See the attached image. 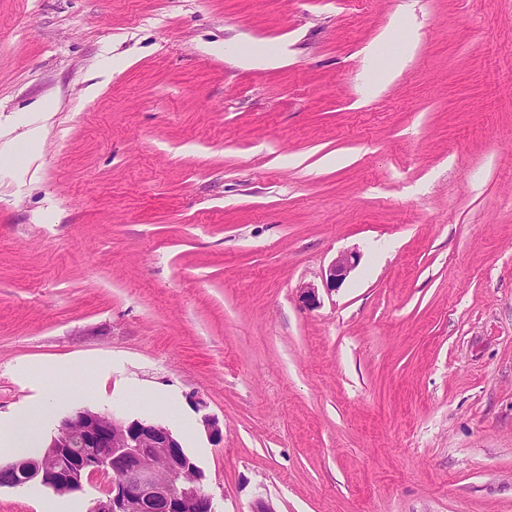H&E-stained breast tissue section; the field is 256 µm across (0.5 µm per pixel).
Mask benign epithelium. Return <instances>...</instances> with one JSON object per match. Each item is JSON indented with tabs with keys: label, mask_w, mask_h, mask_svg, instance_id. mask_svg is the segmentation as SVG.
<instances>
[{
	"label": "benign epithelium",
	"mask_w": 512,
	"mask_h": 512,
	"mask_svg": "<svg viewBox=\"0 0 512 512\" xmlns=\"http://www.w3.org/2000/svg\"><path fill=\"white\" fill-rule=\"evenodd\" d=\"M357 264L353 252L337 255L322 273L324 289L336 290ZM0 475L4 486L37 480L58 494L107 477L91 512H218L200 469L168 427L87 408L61 418L33 463H0Z\"/></svg>",
	"instance_id": "obj_1"
}]
</instances>
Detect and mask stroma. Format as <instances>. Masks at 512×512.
Segmentation results:
<instances>
[{
  "label": "stroma",
  "instance_id": "stroma-1",
  "mask_svg": "<svg viewBox=\"0 0 512 512\" xmlns=\"http://www.w3.org/2000/svg\"><path fill=\"white\" fill-rule=\"evenodd\" d=\"M41 398L168 426L221 512H512V0H0V413ZM358 264V256L353 253H340L322 273L323 289L334 291L344 283L352 270ZM103 365L94 363L90 369L83 370L81 366L73 365L68 362H48L40 364L31 370L35 377L41 380H52L48 392L53 396H60V391L69 387L70 383L76 378H82L84 374H90L87 379H94L98 372L103 370Z\"/></svg>",
  "mask_w": 512,
  "mask_h": 512
}]
</instances>
